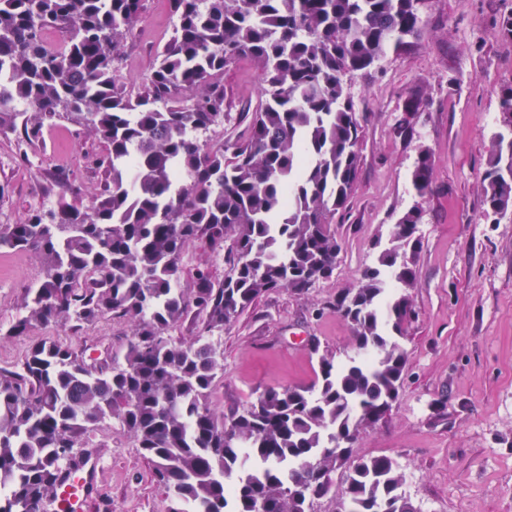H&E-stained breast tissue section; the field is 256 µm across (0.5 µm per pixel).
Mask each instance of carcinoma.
I'll list each match as a JSON object with an SVG mask.
<instances>
[{"mask_svg": "<svg viewBox=\"0 0 512 512\" xmlns=\"http://www.w3.org/2000/svg\"><path fill=\"white\" fill-rule=\"evenodd\" d=\"M177 18L157 68L133 92L118 81L122 43L143 0H0V133L34 141L58 120L104 143V189L0 225V252H34L43 276L8 329L105 317L133 325L124 363L39 340L0 367V512H48L91 434L119 422L154 463L166 512H420L388 456L351 459L361 430L385 418L403 384L421 214L404 213L357 287L336 299L358 356L322 355L309 387H267L230 418L211 387L223 369L214 337L267 291L307 292L336 268L332 228L360 165L361 125L343 77L411 46L424 0H166ZM63 36L65 51L45 32ZM250 58L265 103L227 147L200 138L224 124V68ZM483 174L486 214L512 213V84ZM433 163L412 175L425 194ZM229 262L214 283L199 269L180 288L195 239ZM199 334L168 328L188 307ZM237 472L228 486L224 477Z\"/></svg>", "mask_w": 512, "mask_h": 512, "instance_id": "carcinoma-1", "label": "carcinoma"}]
</instances>
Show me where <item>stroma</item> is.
Returning a JSON list of instances; mask_svg holds the SVG:
<instances>
[{"label": "stroma", "instance_id": "stroma-1", "mask_svg": "<svg viewBox=\"0 0 512 512\" xmlns=\"http://www.w3.org/2000/svg\"><path fill=\"white\" fill-rule=\"evenodd\" d=\"M510 10L512 0H429L410 50L387 52L371 69L346 76L360 116L361 163L349 204L333 224L341 245L336 268L307 293L263 294L220 339L218 411L243 409L266 387L311 385L319 354L341 363L356 352L350 324L330 302L375 265L399 217L419 210L417 276L408 291L415 317L401 340L404 385L388 415L361 432L351 456L391 457L421 512H512V215L488 217L482 194L499 93L512 84V39L498 36L492 23ZM173 24L163 0H144L142 21L121 49L127 87L150 77ZM414 94L421 98L417 111H405ZM224 98L232 120L208 132L214 144L238 140L246 129L240 113L261 103L251 60L225 68ZM425 148L433 179L422 196L411 175ZM102 150L65 122L35 143L0 133V224L54 205L60 172L70 196L90 204L107 182L92 162ZM77 151L82 165L64 167ZM201 266L217 282L230 272L199 239L184 254L182 288H192ZM40 277L37 254L0 253V326L25 313ZM131 332L121 319L37 324L25 336L0 335V365L40 339L118 359ZM94 445L103 458L92 512H165L167 490L132 435L116 427L97 434Z\"/></svg>", "mask_w": 512, "mask_h": 512}]
</instances>
